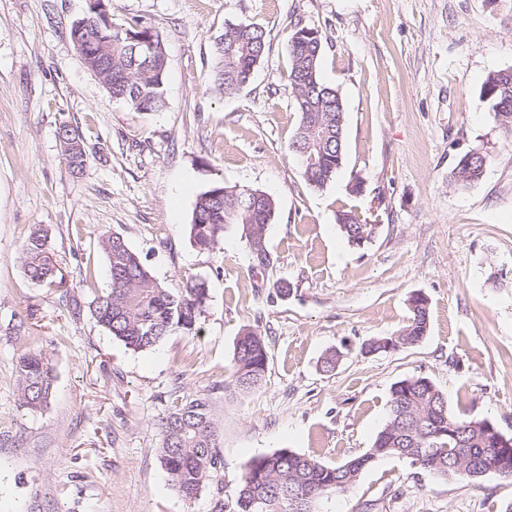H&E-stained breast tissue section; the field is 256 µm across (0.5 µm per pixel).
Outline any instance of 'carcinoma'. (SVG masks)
<instances>
[{
    "mask_svg": "<svg viewBox=\"0 0 512 512\" xmlns=\"http://www.w3.org/2000/svg\"><path fill=\"white\" fill-rule=\"evenodd\" d=\"M109 0H88L84 16L71 27V37L86 67L105 85L112 98L138 112L164 111L165 49L159 34L137 21L122 26L111 18ZM264 30L252 24L238 25L215 43L212 82L221 93L246 87L265 55ZM323 36L319 29L295 25L288 38L290 85L300 123L290 148L299 157L308 185L321 189L338 175L344 159L345 112L338 91L319 74ZM482 101L494 111L506 134H512V68L490 73L482 87ZM68 168L82 174L88 156L82 140L68 125L57 131ZM486 164L476 157L455 167L456 185L466 188L483 175ZM274 201L265 193L216 185L196 200L190 224V240L201 249L212 248L226 224L246 227L249 248L259 246L263 257L253 256L254 268L270 265L266 231L274 215ZM339 229L352 246L375 237L378 225L351 210L337 214ZM101 247L108 260L109 288L96 295L90 312L113 338L133 351L155 347L165 337L180 332L199 333V321L208 300L206 283L194 277L172 292L157 281L138 253L116 234H104ZM22 262L35 283L63 288L66 281L48 248L47 234L33 228L21 246ZM409 324L397 336L369 342L365 352L386 350L422 340L428 329V301L410 300ZM25 347L15 362L17 398L20 407L37 411L46 407L57 382L55 368L43 352L38 337L24 321L13 327ZM267 369V351L262 336L252 330L239 336L234 350V368L229 381L233 390L246 393L262 382ZM163 443L159 459L177 492L187 500L197 498L217 477L221 455L216 449L210 400L206 396L178 399L162 421ZM498 434L488 420L468 419L448 409L447 396L429 379L411 377L391 390L388 419L372 445L362 455L341 464L327 465L287 449L253 458L234 491V512H319L318 503L328 493L340 494L360 473L381 458H403L414 466L440 476H456L465 469L481 477L490 467L512 478V452L498 448Z\"/></svg>",
    "mask_w": 512,
    "mask_h": 512,
    "instance_id": "1",
    "label": "carcinoma"
}]
</instances>
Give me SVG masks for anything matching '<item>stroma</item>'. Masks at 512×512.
Listing matches in <instances>:
<instances>
[{
	"mask_svg": "<svg viewBox=\"0 0 512 512\" xmlns=\"http://www.w3.org/2000/svg\"><path fill=\"white\" fill-rule=\"evenodd\" d=\"M115 21L162 37L166 109L133 111L90 72L71 24L86 0H0V497L19 512H212L211 488L182 498L162 467L160 421L173 401L209 397L227 512L252 458L287 449L336 465L369 448L392 386L433 381L448 407L512 436V136L480 98L512 68V0H110ZM321 30L319 73L343 102L345 159L311 188L289 149L299 124L288 81L295 24ZM256 24L268 49L241 91L211 89L215 41ZM89 156L71 173L57 130ZM486 152L483 177L456 186L458 160ZM361 193H351L353 183ZM216 184L275 202L252 267L243 225L217 245L190 242L197 197ZM348 208L378 224L363 246L336 223ZM48 234L67 287L32 283L21 245ZM117 234L169 290L197 277L208 301L197 336L132 351L91 316L108 286L104 234ZM91 287H83L86 271ZM288 293H280V283ZM429 300L415 344L368 353L399 335L408 299ZM26 321L57 375L44 409L20 408L13 327ZM265 340L256 391L221 390L238 336ZM337 351L334 371L320 361ZM512 479L440 477L398 458L364 470L320 512H505Z\"/></svg>",
	"mask_w": 512,
	"mask_h": 512,
	"instance_id": "stroma-1",
	"label": "stroma"
}]
</instances>
